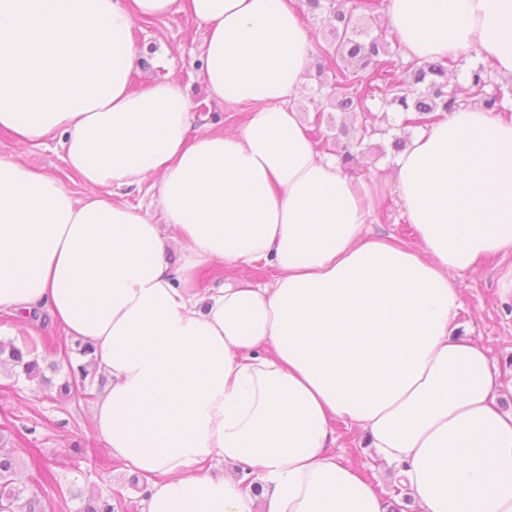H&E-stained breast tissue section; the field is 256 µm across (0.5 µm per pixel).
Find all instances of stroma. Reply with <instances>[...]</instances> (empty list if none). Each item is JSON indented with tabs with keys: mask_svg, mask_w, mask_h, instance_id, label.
I'll use <instances>...</instances> for the list:
<instances>
[{
	"mask_svg": "<svg viewBox=\"0 0 512 512\" xmlns=\"http://www.w3.org/2000/svg\"><path fill=\"white\" fill-rule=\"evenodd\" d=\"M130 36L142 58L131 73L132 91H142L155 82H178L192 99L195 132L210 131L215 125L234 127L239 106L213 99L199 77L203 30L188 12L135 22ZM373 125L378 132L365 139L353 175L387 180L394 155L389 136L382 133L387 126L383 111H376ZM0 155H19L57 176L66 174L61 150L53 140L21 147L10 135L0 133ZM502 267L500 259L490 258L480 271L456 276L462 306L452 333L476 343L487 355L493 373L507 383L512 381V304H502L498 296ZM90 408L87 399L51 397L19 369L0 370V425L7 429L8 447L22 461L23 487L27 494L41 498L45 512H77L84 496L93 493L111 498L115 512H144L145 477L114 459L96 439ZM335 430L334 453L357 465L365 478L377 484L386 504L395 505L400 488L375 449L362 447L360 433L343 422H336ZM44 470L56 476L55 486L42 481Z\"/></svg>",
	"mask_w": 512,
	"mask_h": 512,
	"instance_id": "35a3bbf8",
	"label": "stroma"
}]
</instances>
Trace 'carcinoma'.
Here are the masks:
<instances>
[{"mask_svg":"<svg viewBox=\"0 0 512 512\" xmlns=\"http://www.w3.org/2000/svg\"><path fill=\"white\" fill-rule=\"evenodd\" d=\"M312 12L325 14L324 22L329 30L331 42L321 50L318 74L330 71L334 80L330 84L327 98L331 106L343 114H359L365 118L372 115L371 106L379 101L387 107H396L404 114L403 124L425 126L440 115L452 111L459 102V95L468 91L480 97V105L486 110H502L504 91L491 84L484 66L471 69L465 75L466 85L451 83L450 58L421 60L408 64L407 88L393 91L395 63L392 44L396 39L387 29L374 33L364 27L356 14L358 6L350 8L343 4L324 3V0H306ZM376 128L362 125L359 135L351 133L350 126L341 123L336 133V156L346 166L357 159V149ZM36 342L23 340L18 345L12 341H0V364L9 363L22 369L29 379H37L47 388L55 389L58 398L68 399L79 391V383L86 381L88 365L70 368L71 378L53 385V379L45 370L56 372L55 363L43 368L35 351ZM19 467L18 459L10 451L0 449V512H43L40 502L33 496L24 495L15 479ZM80 512H114L112 500L101 495L88 499Z\"/></svg>","mask_w":512,"mask_h":512,"instance_id":"1","label":"carcinoma"}]
</instances>
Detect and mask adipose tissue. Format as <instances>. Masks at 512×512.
<instances>
[{"label":"adipose tissue","instance_id":"adipose-tissue-1","mask_svg":"<svg viewBox=\"0 0 512 512\" xmlns=\"http://www.w3.org/2000/svg\"><path fill=\"white\" fill-rule=\"evenodd\" d=\"M180 3L208 93L248 107L233 130L193 134L177 82L129 88L134 18ZM385 14L406 58L512 78V0ZM313 50L293 0H0V132L57 141L85 189L0 156V316L44 311L93 347V431L150 479L144 512H387L329 454L337 421L417 512H512L504 385L449 331L455 276L512 258V122L460 105L390 183L354 179L301 120ZM151 175L155 212L113 200ZM389 187L415 244L371 229ZM261 262L272 285H210Z\"/></svg>","mask_w":512,"mask_h":512}]
</instances>
